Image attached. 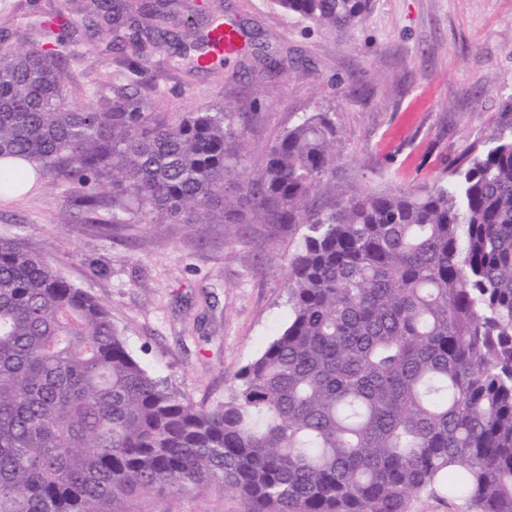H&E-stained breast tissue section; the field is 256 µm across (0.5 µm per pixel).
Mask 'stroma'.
<instances>
[{
    "label": "stroma",
    "mask_w": 512,
    "mask_h": 512,
    "mask_svg": "<svg viewBox=\"0 0 512 512\" xmlns=\"http://www.w3.org/2000/svg\"><path fill=\"white\" fill-rule=\"evenodd\" d=\"M257 33L286 70L269 76L237 56L202 72L184 58L146 67L149 109L177 114L230 102L252 115L246 164L303 114L334 112L346 190L414 189L447 178L461 152L487 143L512 95V0H369L356 27L329 31L271 0H209ZM66 69L75 102L122 79L106 38L74 25ZM80 187L51 178L0 200V234L44 253L97 297L147 367L179 396L214 406L236 373L288 324L283 278L307 232L269 236L259 224H145L80 206ZM133 512H249L213 485L140 498Z\"/></svg>",
    "instance_id": "35a3bbf8"
}]
</instances>
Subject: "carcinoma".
<instances>
[{"mask_svg":"<svg viewBox=\"0 0 512 512\" xmlns=\"http://www.w3.org/2000/svg\"><path fill=\"white\" fill-rule=\"evenodd\" d=\"M325 28L369 0H273ZM127 82L69 104L71 19L0 44V197L28 170L82 205L147 224L307 226L289 262L287 327L224 403L182 398L133 353L109 309L40 251L0 235V512L119 510L157 491L219 484L250 512H408L444 491L465 512H512V95L498 133L446 180L336 184L341 136L315 112L245 164L243 113L150 112L142 61L215 23L172 27L179 0H91ZM237 54L284 63L238 24Z\"/></svg>","mask_w":512,"mask_h":512,"instance_id":"cac0c4a2","label":"carcinoma"}]
</instances>
